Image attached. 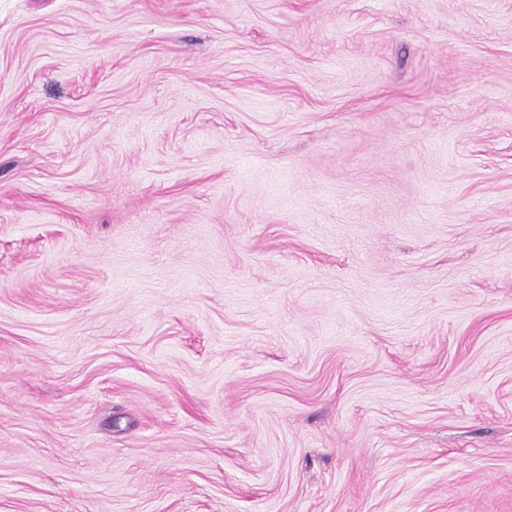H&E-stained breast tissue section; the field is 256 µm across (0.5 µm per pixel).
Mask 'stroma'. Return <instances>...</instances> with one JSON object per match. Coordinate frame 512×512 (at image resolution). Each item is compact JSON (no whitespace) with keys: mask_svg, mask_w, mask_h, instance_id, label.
<instances>
[{"mask_svg":"<svg viewBox=\"0 0 512 512\" xmlns=\"http://www.w3.org/2000/svg\"><path fill=\"white\" fill-rule=\"evenodd\" d=\"M0 512H512V0H0Z\"/></svg>","mask_w":512,"mask_h":512,"instance_id":"obj_1","label":"stroma"}]
</instances>
